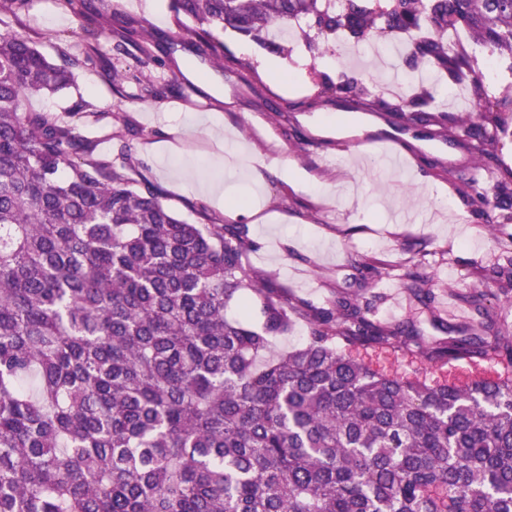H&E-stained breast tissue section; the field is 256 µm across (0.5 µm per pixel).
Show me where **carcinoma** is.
Wrapping results in <instances>:
<instances>
[{
  "label": "carcinoma",
  "mask_w": 512,
  "mask_h": 512,
  "mask_svg": "<svg viewBox=\"0 0 512 512\" xmlns=\"http://www.w3.org/2000/svg\"><path fill=\"white\" fill-rule=\"evenodd\" d=\"M196 50L216 29L271 54L297 28L313 54L340 34L409 36L407 57L455 78L466 29L512 59V0H172ZM73 82L29 37L0 34V512H512V336L487 297L460 295L471 325L381 324L338 291L328 307L262 287L241 224H193L33 95ZM338 95L365 87L342 76ZM473 203L512 221L473 176ZM512 273V234L496 237ZM432 301L417 255L400 275ZM236 301L243 317L225 310ZM305 345L273 341L292 316ZM429 362L493 358L494 378L427 384L374 369L359 348ZM292 325L288 333L278 338L273 344V351L276 354H280L291 348L301 347L307 340L309 335V329L307 323L298 318V316H292Z\"/></svg>",
  "instance_id": "cac0c4a2"
}]
</instances>
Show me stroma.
<instances>
[{"instance_id": "35a3bbf8", "label": "stroma", "mask_w": 512, "mask_h": 512, "mask_svg": "<svg viewBox=\"0 0 512 512\" xmlns=\"http://www.w3.org/2000/svg\"><path fill=\"white\" fill-rule=\"evenodd\" d=\"M186 18L170 0H31L16 16L0 17V33L36 40L52 59L70 56L74 84L65 94L35 95L29 109L51 113L95 144L97 158L127 162L130 175L152 184L182 219L241 224L255 242L248 268L298 301L327 306L333 292L359 293L377 321L415 319L434 335L431 312L410 302L391 310L389 290L400 289L397 267L414 244H425L438 283L437 299L484 287L483 270L496 262L488 218L455 178L483 167L498 170L491 196L512 198V102L494 108L505 121L485 141L465 136L463 120L475 101L471 79L449 84L447 74L421 67L413 92L432 106L420 119L395 112L403 59L368 51L366 43L337 37L313 56L293 39L291 56L268 53L233 32L215 31L221 63L192 52ZM358 77L367 95L340 98L330 85ZM91 110L78 112L79 100ZM219 115L249 147L242 168L225 169L222 144L194 119ZM413 137L402 168L385 165L378 150L390 131ZM218 186L219 205L199 179ZM360 255L385 265L360 285L351 267ZM370 365L409 377L470 380L493 377L492 360L449 365L417 355L367 350Z\"/></svg>"}]
</instances>
